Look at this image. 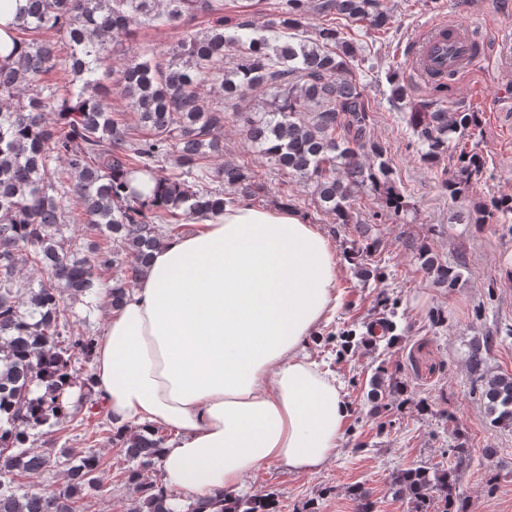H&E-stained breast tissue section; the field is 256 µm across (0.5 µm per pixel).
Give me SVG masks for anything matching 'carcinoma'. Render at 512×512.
<instances>
[{"label": "carcinoma", "instance_id": "cac0c4a2", "mask_svg": "<svg viewBox=\"0 0 512 512\" xmlns=\"http://www.w3.org/2000/svg\"><path fill=\"white\" fill-rule=\"evenodd\" d=\"M28 0L25 14L11 32L22 49L17 66L0 65V512H80V500L103 488L107 464L94 455L63 454L68 482L37 489L23 479L51 463L53 449L34 451L31 432L53 428L76 415L68 389L79 385L78 401L103 407L91 377L76 383L78 357L93 355L96 338L69 331L74 318L65 295L88 298L93 310L100 300L116 309L149 260L160 226L171 233L201 210H224V189L231 195H260L263 185L244 165L226 162L216 168L220 188L206 184L208 159L219 154L224 102L260 88L266 110L236 112L235 121L262 156L292 177L309 182L322 212L343 227L353 226L357 248L351 259L365 260L379 249L367 234L366 219L355 211L361 191L381 196L393 212L405 210L402 194L390 179L383 151L370 138V103L355 78L352 47L334 26L320 27L315 37L285 30L302 28L309 0H284L278 19L256 26L250 20H224L223 0ZM313 11L366 21L385 32L392 15L383 0H314ZM211 17V29L180 42L164 62L142 54L123 71L120 96L130 112L107 104L112 88L98 77L112 60V34L130 26H184L198 15ZM65 38L70 73L65 94L48 75L59 65L55 36ZM242 62L224 70L226 49ZM219 89L213 106L203 103V88ZM408 124L428 163L447 153L456 158L442 180L456 197L480 183L485 161L477 144H469L480 113L463 106L443 108L422 101ZM172 161L169 173L157 163ZM145 172L156 177L157 197L142 200L124 176ZM471 224H511L512 196L490 197L469 211ZM85 223L100 238L87 253L65 246L64 229ZM118 243L122 253L112 249ZM427 275L450 286L460 272L437 259L429 246L417 248ZM26 266L42 272L23 282ZM472 372L483 382L485 411L497 425L512 426V375L484 370L482 348L468 356ZM44 389L31 397L32 386ZM109 439L132 463L127 482L138 492L129 512H176L178 496L160 483H146L143 472L156 463L164 429L149 432L108 429ZM425 467L393 477V495L407 496L415 512H424L430 494L439 493L443 512H467L454 496L451 476ZM277 512L270 496L238 499L217 496L185 512Z\"/></svg>", "mask_w": 512, "mask_h": 512}]
</instances>
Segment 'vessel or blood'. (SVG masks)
I'll use <instances>...</instances> for the list:
<instances>
[{
    "label": "vessel or blood",
    "instance_id": "obj_1",
    "mask_svg": "<svg viewBox=\"0 0 512 512\" xmlns=\"http://www.w3.org/2000/svg\"><path fill=\"white\" fill-rule=\"evenodd\" d=\"M481 37L455 22L439 18L432 21L419 35L408 59L407 75L429 83L461 71L479 62L481 55L475 44Z\"/></svg>",
    "mask_w": 512,
    "mask_h": 512
}]
</instances>
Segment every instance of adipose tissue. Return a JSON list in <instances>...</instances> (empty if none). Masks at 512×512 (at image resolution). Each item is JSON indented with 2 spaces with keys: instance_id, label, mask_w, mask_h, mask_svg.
Masks as SVG:
<instances>
[{
  "instance_id": "ef3b65f1",
  "label": "adipose tissue",
  "mask_w": 512,
  "mask_h": 512,
  "mask_svg": "<svg viewBox=\"0 0 512 512\" xmlns=\"http://www.w3.org/2000/svg\"><path fill=\"white\" fill-rule=\"evenodd\" d=\"M340 258L290 209L240 200L159 239L94 358L113 428L161 427L165 489L181 502L233 494L275 464L336 458L351 414L313 354L340 298Z\"/></svg>"
}]
</instances>
